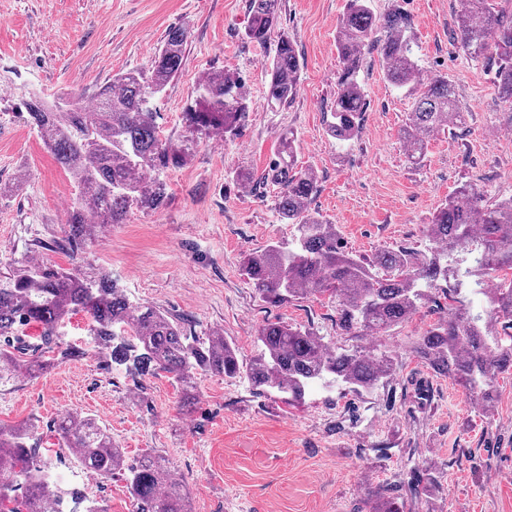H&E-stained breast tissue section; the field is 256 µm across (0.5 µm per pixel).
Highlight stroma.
<instances>
[{"label": "stroma", "mask_w": 512, "mask_h": 512, "mask_svg": "<svg viewBox=\"0 0 512 512\" xmlns=\"http://www.w3.org/2000/svg\"><path fill=\"white\" fill-rule=\"evenodd\" d=\"M248 0H0V274L18 262L45 263L94 278L111 271L131 304L151 305L192 334L222 330L242 364L259 352L267 322L313 328L343 344L336 309L324 300L268 304L256 296L242 256L290 238L274 192L250 193L241 169L263 174L281 141L296 139V166L313 168L312 206L336 225L348 250L372 256L428 246L425 227L448 195L466 183L490 199L512 196V116L493 81L494 63L459 50L462 0H401L414 22L424 77L448 76L466 114L462 127L430 140L423 167L411 166L399 132L410 101L367 55L360 79L367 111L353 140L326 131L341 62L336 25L346 0H281L278 27L301 53L299 94L290 107L265 103L271 51L244 37ZM189 26L180 73L153 101L162 139L193 145L162 174L166 200L131 209L122 224L101 225L95 239L65 246L78 192L33 129L25 103L73 101L94 106L116 73L147 67L166 31ZM210 71L238 77L250 114L235 134L189 131L183 111ZM448 313L421 307L391 335L357 339L385 344L397 358L393 378L358 394L334 384L303 400L257 391L247 374L196 379L191 407L169 374L112 363L107 350L86 357L50 354L39 377L0 381V423L31 424L62 486L79 491L65 512L89 499L109 512H134L121 476L87 480L72 452L52 454L54 428L68 413L102 421L129 459L155 452L191 492L192 512H363L371 488L385 485L405 512H512V377L497 387L491 419L477 416L461 389L433 376L410 341Z\"/></svg>", "instance_id": "stroma-1"}]
</instances>
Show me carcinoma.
Segmentation results:
<instances>
[{
    "label": "carcinoma",
    "mask_w": 512,
    "mask_h": 512,
    "mask_svg": "<svg viewBox=\"0 0 512 512\" xmlns=\"http://www.w3.org/2000/svg\"><path fill=\"white\" fill-rule=\"evenodd\" d=\"M280 0H249L247 40L271 45L265 92L272 108L291 106L299 93V53L288 33L277 30ZM185 27L169 29L145 69L118 73L87 110L76 103L56 111L35 99L27 102L34 128L43 134L56 160L74 179L79 192L70 209L67 240L80 242L99 224H122L134 207L157 209L165 185L146 181L145 171L180 165L190 150L160 139L151 98L178 74L189 45ZM457 43L473 61L495 50V79L501 98L512 104V0H466L458 16ZM336 49L342 67L327 133L349 141L359 132L366 111L359 81L365 54L377 53L383 77L412 99L408 123L401 132L408 162L423 166L431 137L464 123L454 87L446 77L424 85L412 39V19L399 5L382 16L371 0H347L336 26ZM249 106L238 81L209 73L197 83L195 103L184 110L194 128H221L233 134ZM244 184L277 187L275 208L294 226V237L245 254L242 266L256 295L270 304L298 297L324 298L336 307L343 336H381L408 321L439 290L453 299L455 271L441 260L455 252L474 255L469 270L486 281L489 321L449 305L441 319L411 343V352L436 375L460 385L478 415L491 417L498 376L512 373V333H498L490 321L512 327V198L488 200L483 187L464 184L448 197L426 226L428 248L382 250L369 258L348 251L336 226L321 220L310 204L317 192L311 168L294 170V136L283 143L280 159L259 180L237 175ZM84 313L93 347L111 349L112 361H130L141 370L172 376L184 400L191 402L198 373L237 377L241 365L235 349L217 330L193 336L167 314L150 306H132L119 294L112 277L82 279L78 272L47 264L21 263L0 275V336L21 339L24 327L40 329L31 358L20 360L0 350V380L33 377L48 367L40 352L58 343V326L68 315ZM262 351L247 373L254 387L274 389L287 401H298L322 383L369 392L389 379L395 357L388 348L367 353L328 345L312 329L267 322L258 328ZM60 450L76 449V458L103 478L125 477L135 512H190L185 486L177 482L165 457L146 453L135 461L93 418L71 414L57 428ZM32 427L0 425V512H62L69 491L41 466ZM368 512H404V504L384 487L371 491Z\"/></svg>",
    "instance_id": "carcinoma-1"
}]
</instances>
